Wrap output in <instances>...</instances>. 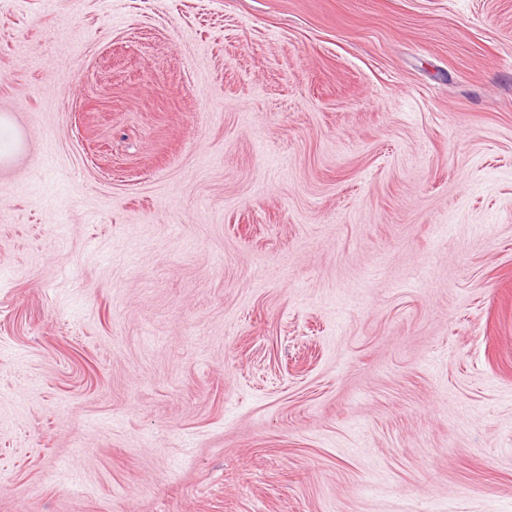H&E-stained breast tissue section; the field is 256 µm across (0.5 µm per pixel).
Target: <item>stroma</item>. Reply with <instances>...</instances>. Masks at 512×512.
Instances as JSON below:
<instances>
[{
	"mask_svg": "<svg viewBox=\"0 0 512 512\" xmlns=\"http://www.w3.org/2000/svg\"><path fill=\"white\" fill-rule=\"evenodd\" d=\"M0 512H512V0H0ZM20 136L14 131L11 118L6 113L0 114V162H7L20 148Z\"/></svg>",
	"mask_w": 512,
	"mask_h": 512,
	"instance_id": "35a3bbf8",
	"label": "stroma"
}]
</instances>
